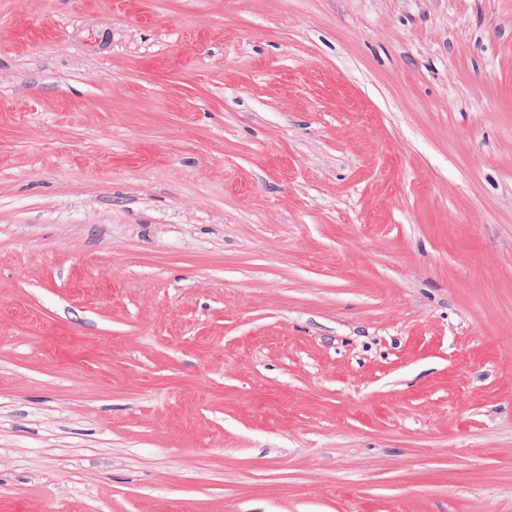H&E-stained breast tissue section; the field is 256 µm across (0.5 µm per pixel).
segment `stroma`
Returning <instances> with one entry per match:
<instances>
[{"instance_id": "obj_1", "label": "stroma", "mask_w": 512, "mask_h": 512, "mask_svg": "<svg viewBox=\"0 0 512 512\" xmlns=\"http://www.w3.org/2000/svg\"><path fill=\"white\" fill-rule=\"evenodd\" d=\"M0 512H512V0H0Z\"/></svg>"}]
</instances>
